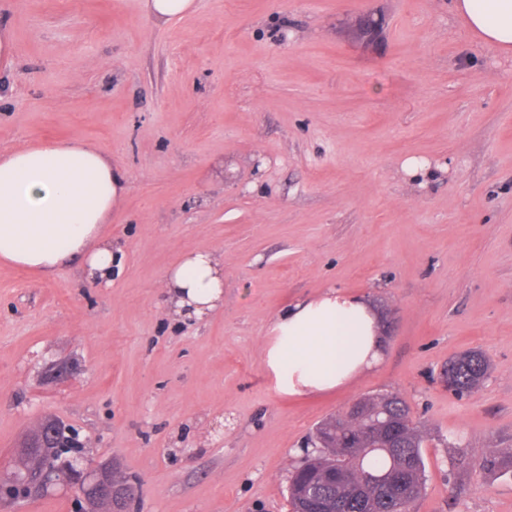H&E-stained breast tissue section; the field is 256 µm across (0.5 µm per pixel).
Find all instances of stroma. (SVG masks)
Wrapping results in <instances>:
<instances>
[{
    "label": "stroma",
    "mask_w": 512,
    "mask_h": 512,
    "mask_svg": "<svg viewBox=\"0 0 512 512\" xmlns=\"http://www.w3.org/2000/svg\"><path fill=\"white\" fill-rule=\"evenodd\" d=\"M0 0V151L68 140L127 192L104 227L110 287L0 263V470L46 416L134 476L142 512H291L317 423L399 394L429 437L413 512H512V57L452 0ZM224 258V303L175 321L165 272ZM382 315L381 363L348 386L272 387V319L329 289ZM482 350L468 397L443 366ZM144 8L157 24H167L193 9L194 0H143ZM479 469L484 473L512 472V454L504 455L496 450H491L482 457Z\"/></svg>",
    "instance_id": "1"
}]
</instances>
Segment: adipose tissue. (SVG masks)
I'll use <instances>...</instances> for the list:
<instances>
[{"label":"adipose tissue","mask_w":512,"mask_h":512,"mask_svg":"<svg viewBox=\"0 0 512 512\" xmlns=\"http://www.w3.org/2000/svg\"><path fill=\"white\" fill-rule=\"evenodd\" d=\"M483 44L512 56V0H453ZM111 158L80 142L23 145L0 153V261L44 275L79 264L108 287L117 255L101 233L126 193ZM169 315L209 317L224 298V261L186 254L163 278ZM379 317L358 297L328 291L279 312L264 368L277 392H324L350 384L382 360Z\"/></svg>","instance_id":"adipose-tissue-1"}]
</instances>
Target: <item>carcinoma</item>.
I'll return each instance as SVG.
<instances>
[{
	"instance_id": "obj_1",
	"label": "carcinoma",
	"mask_w": 512,
	"mask_h": 512,
	"mask_svg": "<svg viewBox=\"0 0 512 512\" xmlns=\"http://www.w3.org/2000/svg\"><path fill=\"white\" fill-rule=\"evenodd\" d=\"M453 393L469 396L489 376L478 350H467L444 366ZM365 410L321 421L307 446L311 454L295 469L288 500L293 512H411L425 490L424 435L408 403L396 393L366 396ZM386 407L402 430L391 435L375 414ZM484 473L512 472V454L492 450L482 457Z\"/></svg>"
}]
</instances>
